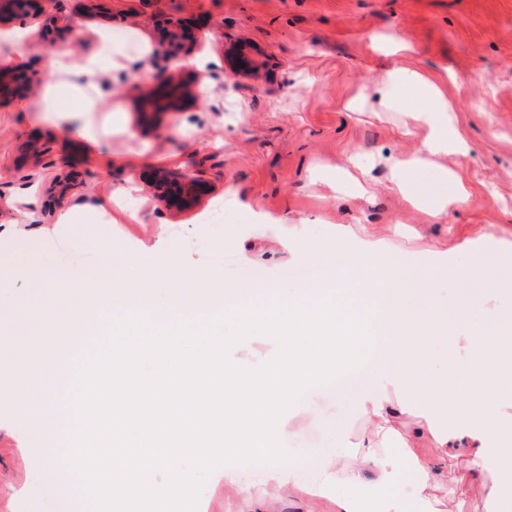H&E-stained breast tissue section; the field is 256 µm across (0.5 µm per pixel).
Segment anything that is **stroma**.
<instances>
[{"mask_svg": "<svg viewBox=\"0 0 512 512\" xmlns=\"http://www.w3.org/2000/svg\"><path fill=\"white\" fill-rule=\"evenodd\" d=\"M81 22V42L27 19L19 49L0 43L17 65L38 71L22 99L0 100V226L24 224L41 270L70 278L89 276L105 246L141 253L143 265L124 277L155 270L157 255H174L222 269L225 284L253 279L283 289L299 283L291 271L320 277L325 262L309 244L331 246L330 262L343 265L335 246L342 229H362L388 241L405 266L427 249L456 252L475 246L486 268H512V0H92ZM198 44L185 74L201 76L195 102L180 112L144 109L133 89L168 93L160 79L175 68L165 60L161 31L167 10ZM117 31L130 34L134 64L106 70L105 109L87 113L101 147L62 126L43 124L36 106L59 78L47 60V43L69 46L77 58L98 52ZM247 45L265 60L261 78L234 76L227 50ZM420 68L444 77L452 107L450 126L464 148L432 158L459 176L465 205L433 218L391 191L387 158L419 154L428 126L405 128L401 112L379 109V91L390 72ZM372 164L363 190L336 196L347 180L350 155ZM160 170H191L205 191L181 210L161 202L152 185ZM83 214L63 224L65 212ZM49 236H39L40 228ZM441 304L465 298L453 322L463 334L489 325V315L512 324V289L488 286L465 296L461 274L445 269L431 285ZM357 394L320 385L295 404L278 455L295 460L297 491L284 495L279 512H336L330 498L309 499L324 451L342 455L359 447L365 422ZM37 435L0 426V512H29L38 471L30 451ZM252 458L239 461L242 490L223 477L201 476L198 512H262L264 475Z\"/></svg>", "mask_w": 512, "mask_h": 512, "instance_id": "35a3bbf8", "label": "stroma"}]
</instances>
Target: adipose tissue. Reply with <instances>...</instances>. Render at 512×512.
Returning <instances> with one entry per match:
<instances>
[{
	"mask_svg": "<svg viewBox=\"0 0 512 512\" xmlns=\"http://www.w3.org/2000/svg\"><path fill=\"white\" fill-rule=\"evenodd\" d=\"M107 62L117 69L132 59L114 44L81 62L57 53L61 78L45 91V120L94 111ZM401 82L418 102L408 118L428 125L431 134L423 156L392 160V188L437 216L466 204L468 194L455 174L428 168L425 159L462 144L450 129L440 81L425 72L389 76L382 105L399 106ZM344 240V274L287 295L258 285L226 288L221 269L175 260L166 282L133 280L116 289L118 264L136 266L141 259L107 248L96 278L67 288L60 279L46 280L42 300L21 298L6 313L14 343L0 361V406L16 431L55 440V447L40 450L42 478L67 488L93 485L92 512L115 502L132 507L147 495L158 503L177 500L184 512H194L198 472H214L216 461L233 450L264 457L268 485L282 491L288 479L273 441L286 435L290 407L352 365L367 344L378 381L357 406L369 421L366 442L346 459H323L316 494L336 489V512H383L378 497L359 493L365 478L357 458H378L372 481L383 487L400 464L384 456L382 443L394 437L410 449L429 439L441 462L465 455L479 463L470 489L484 499L486 512H512V444L499 439L512 432V330L490 345L471 346L449 331L447 310L429 295L409 303V276L390 247L351 230ZM131 321L141 332L172 327L196 346L119 342L107 358L112 372L105 385L72 406L74 369L89 342ZM256 336L272 339L261 361L243 350ZM438 343L445 369L434 374L430 349ZM66 406L69 417L57 416ZM392 407L413 417L414 432L391 423Z\"/></svg>",
	"mask_w": 512,
	"mask_h": 512,
	"instance_id": "adipose-tissue-1",
	"label": "adipose tissue"
}]
</instances>
